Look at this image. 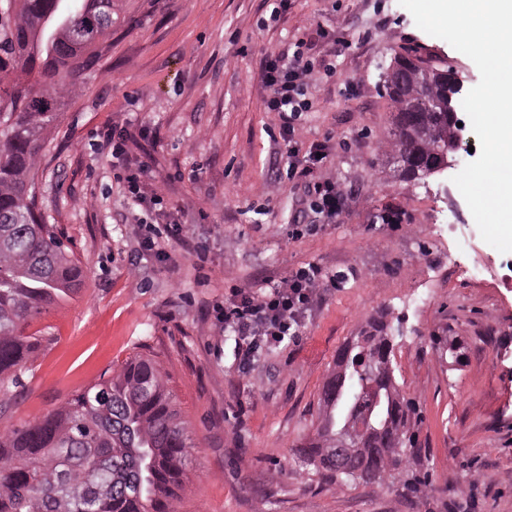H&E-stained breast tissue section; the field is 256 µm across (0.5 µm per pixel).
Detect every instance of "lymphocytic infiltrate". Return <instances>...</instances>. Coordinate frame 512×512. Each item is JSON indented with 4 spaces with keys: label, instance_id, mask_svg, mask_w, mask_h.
<instances>
[{
    "label": "lymphocytic infiltrate",
    "instance_id": "f902f5d3",
    "mask_svg": "<svg viewBox=\"0 0 512 512\" xmlns=\"http://www.w3.org/2000/svg\"><path fill=\"white\" fill-rule=\"evenodd\" d=\"M317 60L296 43L293 51L268 49L261 70L262 103L265 111L275 113L280 121L278 152L288 172L302 179L303 200L314 222L335 223L346 206V196L336 180L323 176L331 150L327 143L303 146L297 130L306 112L312 111L309 82ZM113 168L116 178L128 191L142 216L140 255L165 258L163 242L179 240L184 227L168 211L159 188L149 181L150 166L146 162H130L125 154L122 136L112 139ZM327 279L322 268L310 263L300 267L277 283H264L259 289H231L224 302L214 304V318L225 334L236 339L235 359L239 373H248L260 348L272 347L285 337L297 335L304 318L320 297Z\"/></svg>",
    "mask_w": 512,
    "mask_h": 512
}]
</instances>
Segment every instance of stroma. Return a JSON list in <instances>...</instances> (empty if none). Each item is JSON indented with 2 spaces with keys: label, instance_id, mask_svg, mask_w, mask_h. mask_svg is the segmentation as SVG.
<instances>
[{
  "label": "stroma",
  "instance_id": "obj_1",
  "mask_svg": "<svg viewBox=\"0 0 512 512\" xmlns=\"http://www.w3.org/2000/svg\"><path fill=\"white\" fill-rule=\"evenodd\" d=\"M275 4L114 0L112 31L61 95L35 166L37 210L83 281L26 326L38 348L0 428L43 418L139 355L164 374L195 442L176 512H512V255L482 239L452 172L409 182L383 153L394 114L383 75L395 54L417 48L468 89L479 71L399 0H295L274 21ZM319 29L315 48L335 51L336 77L312 81L299 138L330 141L326 173L352 196L335 223L294 240L302 192L275 153L262 51ZM111 129L131 161L149 162L185 226L167 260L136 255L135 214L104 142ZM391 210L401 223H384ZM308 263L344 279L323 290L299 336L260 351L240 376L212 303ZM382 314L414 409V452L398 478L345 484L296 450L314 433L337 356Z\"/></svg>",
  "mask_w": 512,
  "mask_h": 512
}]
</instances>
